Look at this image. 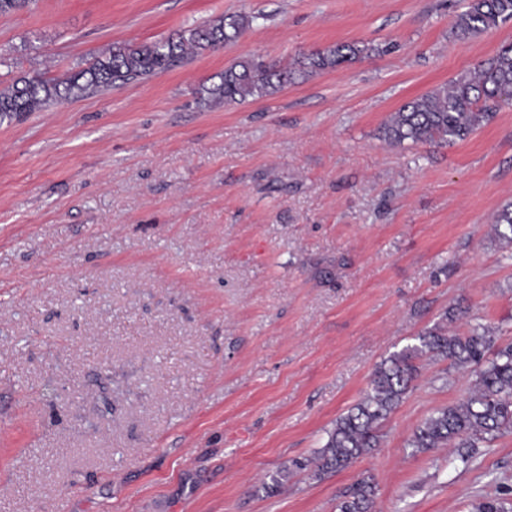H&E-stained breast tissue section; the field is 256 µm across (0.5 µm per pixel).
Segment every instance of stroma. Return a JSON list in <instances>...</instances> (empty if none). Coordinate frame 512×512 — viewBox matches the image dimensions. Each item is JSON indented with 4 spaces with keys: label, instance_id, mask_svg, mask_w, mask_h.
Listing matches in <instances>:
<instances>
[{
    "label": "stroma",
    "instance_id": "1",
    "mask_svg": "<svg viewBox=\"0 0 512 512\" xmlns=\"http://www.w3.org/2000/svg\"><path fill=\"white\" fill-rule=\"evenodd\" d=\"M463 0H36L0 15V77L258 14L172 70L0 122V512H375L512 502V432L412 453L468 371L422 362L377 448L313 458L375 367L453 307L512 342V105L453 146H391L390 112L512 41L449 36ZM390 45L264 98L194 91L237 58ZM491 226L492 238L503 247L512 250V203L496 213ZM375 485L371 481L361 480L342 493L337 504L338 512H371L375 497Z\"/></svg>",
    "mask_w": 512,
    "mask_h": 512
}]
</instances>
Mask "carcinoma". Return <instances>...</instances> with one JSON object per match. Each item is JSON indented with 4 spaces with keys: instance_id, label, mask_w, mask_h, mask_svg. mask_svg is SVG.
<instances>
[{
    "instance_id": "1",
    "label": "carcinoma",
    "mask_w": 512,
    "mask_h": 512,
    "mask_svg": "<svg viewBox=\"0 0 512 512\" xmlns=\"http://www.w3.org/2000/svg\"><path fill=\"white\" fill-rule=\"evenodd\" d=\"M258 19L256 15L219 17L175 37L133 45L115 43L87 65L62 78L22 76L0 87V120L49 108L74 94L93 96L163 73L188 56L238 38ZM512 22V0H467L450 34L464 39L482 35ZM389 46L342 43L312 51L291 65L278 66L247 57L224 68L218 81L198 90L201 100L214 105L272 96L286 85L322 71L333 70ZM512 102V43L500 46L490 58L433 90L404 103L381 127L390 144L452 145L488 125L503 104ZM493 239L512 249V203L496 213ZM448 360L470 369L474 386L458 403L440 408L413 432V452L454 448L467 460L479 444L512 428V343L496 344L483 325L460 336L448 332V317L415 336V344L391 353L374 370L370 388L347 413L338 417L316 456L294 460L269 475L268 493L280 490L291 474L315 467V474L337 472L377 447L383 422L403 401L418 376L415 361L423 357ZM375 485L361 480L342 493L338 512H372ZM472 512H507L502 497H483Z\"/></svg>"
}]
</instances>
